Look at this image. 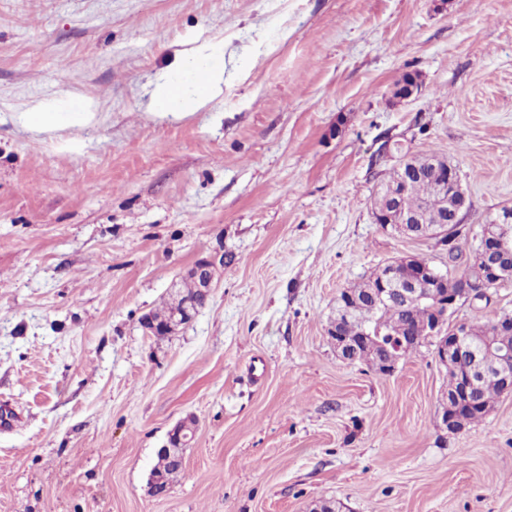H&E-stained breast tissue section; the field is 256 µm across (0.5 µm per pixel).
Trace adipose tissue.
<instances>
[{
    "label": "adipose tissue",
    "mask_w": 512,
    "mask_h": 512,
    "mask_svg": "<svg viewBox=\"0 0 512 512\" xmlns=\"http://www.w3.org/2000/svg\"><path fill=\"white\" fill-rule=\"evenodd\" d=\"M224 81L223 49L214 45L186 58L164 76L153 91V110L162 115L185 116L201 109Z\"/></svg>",
    "instance_id": "ef3b65f1"
}]
</instances>
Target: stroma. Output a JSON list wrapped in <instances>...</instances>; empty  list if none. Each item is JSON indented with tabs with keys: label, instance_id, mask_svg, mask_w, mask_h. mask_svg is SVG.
<instances>
[{
	"label": "stroma",
	"instance_id": "stroma-1",
	"mask_svg": "<svg viewBox=\"0 0 512 512\" xmlns=\"http://www.w3.org/2000/svg\"><path fill=\"white\" fill-rule=\"evenodd\" d=\"M215 43L221 93L152 112ZM407 72L421 89L396 99ZM77 100L81 133L23 123ZM388 140L457 168L458 258L375 223ZM506 208L512 0H0V512H512V393L451 433L432 344L381 375L327 335L390 261L461 275ZM201 259L206 304L147 334ZM505 313L512 283L453 319ZM214 275L215 262L205 259L199 260L188 272V276H192L197 283L196 290L206 299L210 296Z\"/></svg>",
	"mask_w": 512,
	"mask_h": 512
}]
</instances>
